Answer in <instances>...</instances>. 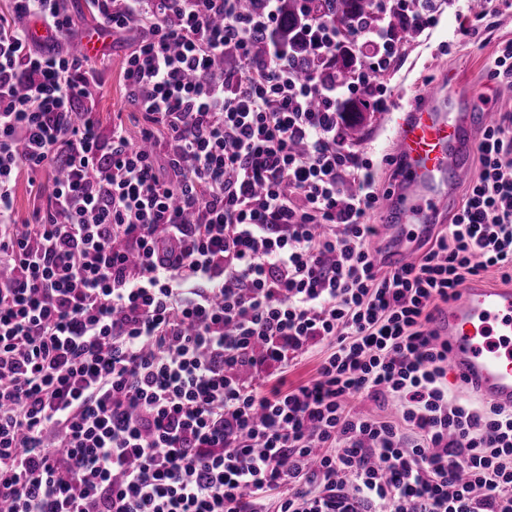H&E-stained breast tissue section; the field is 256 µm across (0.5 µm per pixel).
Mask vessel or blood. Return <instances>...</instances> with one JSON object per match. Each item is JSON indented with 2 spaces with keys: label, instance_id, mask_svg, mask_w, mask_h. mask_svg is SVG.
<instances>
[{
  "label": "vessel or blood",
  "instance_id": "vessel-or-blood-1",
  "mask_svg": "<svg viewBox=\"0 0 512 512\" xmlns=\"http://www.w3.org/2000/svg\"><path fill=\"white\" fill-rule=\"evenodd\" d=\"M471 97L470 89L449 79L425 92L397 125L399 186L380 202L391 217L382 227L393 242L385 253L390 268L415 260L420 240L471 172L475 131L496 119L493 108L472 111ZM429 329L447 346L457 382L491 404L512 408V285L466 286L458 299L432 316Z\"/></svg>",
  "mask_w": 512,
  "mask_h": 512
}]
</instances>
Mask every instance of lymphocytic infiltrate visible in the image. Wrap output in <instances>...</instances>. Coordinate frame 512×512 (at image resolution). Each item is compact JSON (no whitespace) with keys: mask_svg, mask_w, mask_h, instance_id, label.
I'll return each instance as SVG.
<instances>
[{"mask_svg":"<svg viewBox=\"0 0 512 512\" xmlns=\"http://www.w3.org/2000/svg\"><path fill=\"white\" fill-rule=\"evenodd\" d=\"M69 2L12 0L0 22V512H512V409L450 396L427 329L468 279L512 281V113L482 130L448 224L392 271L342 110L391 104L388 0L344 28L302 0L305 51L370 50L344 83L253 57L280 0H85L135 38V136L91 107L104 58L30 32L80 43ZM229 52L237 69L215 70ZM18 168L55 174L30 224ZM330 352L327 342L318 345L313 353L304 356L296 366L288 368V384H298L311 379L315 373L319 361Z\"/></svg>","mask_w":512,"mask_h":512,"instance_id":"obj_1","label":"lymphocytic infiltrate"}]
</instances>
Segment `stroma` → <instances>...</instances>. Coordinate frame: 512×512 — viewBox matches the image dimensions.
<instances>
[{
    "mask_svg": "<svg viewBox=\"0 0 512 512\" xmlns=\"http://www.w3.org/2000/svg\"><path fill=\"white\" fill-rule=\"evenodd\" d=\"M468 3L469 0H433L436 26L424 32L417 42L403 46L385 74L392 90V109L370 114L362 139L354 143L360 154L371 160L375 186L379 191L393 188L396 182L393 167L387 162L394 151L396 122L430 86L452 75L475 91L478 97L491 98L496 111L512 112V93H504L501 86L487 77L497 45L512 40V8L500 9L490 18L484 44L476 48L455 35L456 29L468 20ZM131 50L129 39L117 35L108 38L105 52L109 63L102 75L95 110L103 127L120 121L134 132L141 126L142 117L128 105L123 82L124 65ZM52 189L50 173H39L32 180L26 171H19L14 188L18 221L31 218L34 210L45 203Z\"/></svg>",
    "mask_w": 512,
    "mask_h": 512,
    "instance_id": "35a3bbf8",
    "label": "stroma"
}]
</instances>
